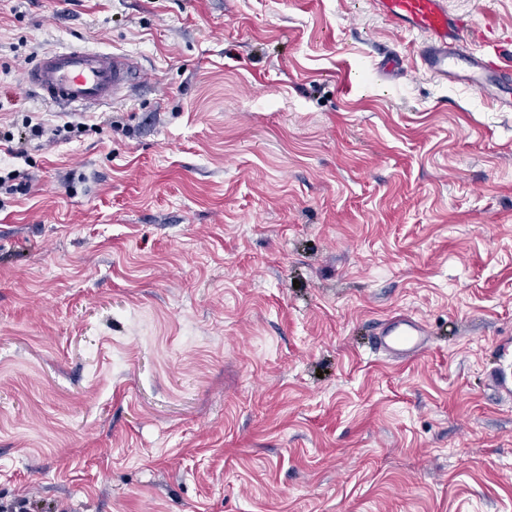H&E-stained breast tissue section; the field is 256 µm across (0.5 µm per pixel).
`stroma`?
<instances>
[{
    "instance_id": "stroma-1",
    "label": "stroma",
    "mask_w": 512,
    "mask_h": 512,
    "mask_svg": "<svg viewBox=\"0 0 512 512\" xmlns=\"http://www.w3.org/2000/svg\"><path fill=\"white\" fill-rule=\"evenodd\" d=\"M419 41L372 0H0V136L60 132L0 151V505L512 512V112ZM71 44L142 83L43 105ZM399 314L417 356L373 348ZM141 74L132 54L69 46L44 52L24 71L22 86L60 112H75L125 100Z\"/></svg>"
}]
</instances>
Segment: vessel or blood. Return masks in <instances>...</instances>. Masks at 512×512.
<instances>
[{
	"label": "vessel or blood",
	"mask_w": 512,
	"mask_h": 512,
	"mask_svg": "<svg viewBox=\"0 0 512 512\" xmlns=\"http://www.w3.org/2000/svg\"><path fill=\"white\" fill-rule=\"evenodd\" d=\"M397 29L421 35L418 57L430 77L475 90L512 81V40L491 38L470 18L450 14L446 0H374ZM136 56L86 46L43 53L22 75V85L62 112H75L125 100L141 82ZM379 350L418 355L426 345L425 329L400 314L377 336Z\"/></svg>",
	"instance_id": "obj_1"
}]
</instances>
